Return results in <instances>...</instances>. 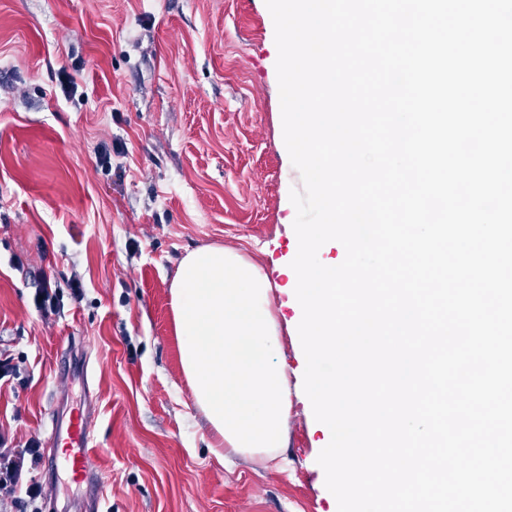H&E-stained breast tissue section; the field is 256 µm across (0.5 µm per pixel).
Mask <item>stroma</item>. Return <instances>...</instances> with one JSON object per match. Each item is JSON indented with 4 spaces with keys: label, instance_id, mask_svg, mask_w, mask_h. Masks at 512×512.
Returning <instances> with one entry per match:
<instances>
[{
    "label": "stroma",
    "instance_id": "stroma-1",
    "mask_svg": "<svg viewBox=\"0 0 512 512\" xmlns=\"http://www.w3.org/2000/svg\"><path fill=\"white\" fill-rule=\"evenodd\" d=\"M277 56L265 0H0V359L15 367L0 379V469L14 473L0 512L95 498L101 512H338L306 395L291 398L281 470L211 453L171 310L181 258L233 248L277 284L282 358L300 365L285 269L303 182ZM85 403L91 484L46 443Z\"/></svg>",
    "mask_w": 512,
    "mask_h": 512
}]
</instances>
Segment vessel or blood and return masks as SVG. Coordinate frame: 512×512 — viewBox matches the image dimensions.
Masks as SVG:
<instances>
[{
    "label": "vessel or blood",
    "mask_w": 512,
    "mask_h": 512,
    "mask_svg": "<svg viewBox=\"0 0 512 512\" xmlns=\"http://www.w3.org/2000/svg\"><path fill=\"white\" fill-rule=\"evenodd\" d=\"M47 435L50 445L65 448V465L77 480H86L93 474L94 437L86 412L74 414L67 426L52 424Z\"/></svg>",
    "instance_id": "b4317fda"
}]
</instances>
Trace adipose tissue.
<instances>
[{
  "instance_id": "obj_1",
  "label": "adipose tissue",
  "mask_w": 512,
  "mask_h": 512,
  "mask_svg": "<svg viewBox=\"0 0 512 512\" xmlns=\"http://www.w3.org/2000/svg\"><path fill=\"white\" fill-rule=\"evenodd\" d=\"M270 292L256 263L222 246L186 254L170 288L183 372L218 447L275 469L291 402Z\"/></svg>"
}]
</instances>
